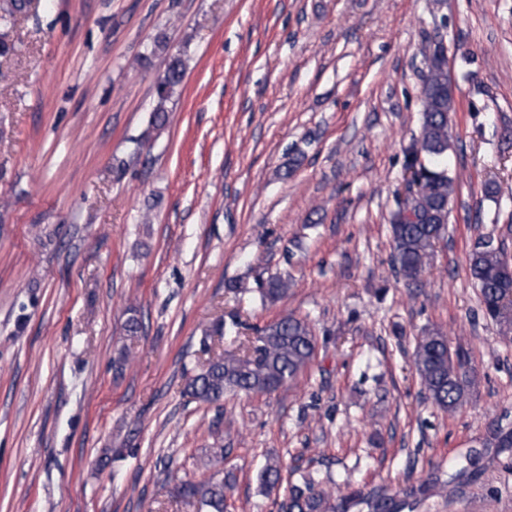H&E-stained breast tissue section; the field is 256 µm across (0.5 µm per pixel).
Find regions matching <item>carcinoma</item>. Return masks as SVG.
<instances>
[{"instance_id": "carcinoma-1", "label": "carcinoma", "mask_w": 512, "mask_h": 512, "mask_svg": "<svg viewBox=\"0 0 512 512\" xmlns=\"http://www.w3.org/2000/svg\"><path fill=\"white\" fill-rule=\"evenodd\" d=\"M28 0H0V26H8L16 14L26 9ZM183 77L182 62L171 60L165 75L156 84L157 105L150 124L141 137L148 143L168 121L167 103ZM454 91L448 81L443 50L428 56L423 75V123L420 136L405 150L406 168L413 179L405 192L396 195L391 216V237L396 273L416 284L425 271L435 244L444 236L455 192L454 180L442 161L450 147V112L454 111ZM508 263L503 243L490 238L475 243L469 254V273L479 288L486 315L496 321L503 336L512 333V278L502 275ZM290 279L276 274L260 285L262 301L275 302L288 294ZM315 337L309 323L293 315L257 329L243 356L220 354L210 358L188 378L184 396L204 404H219L227 393L273 391L297 378L312 362ZM414 365L428 398L442 411L453 412L462 404L470 384L467 361L459 350L451 351L448 339L438 330L419 337ZM512 449V423L498 421L480 448L455 466L448 478L435 471L427 478L409 482L390 495L379 491L354 490L332 502L331 492L310 481L293 485L280 505V512H413L414 507L433 492H442L461 480H473L490 469L499 456ZM280 461L267 460L260 471V485L270 490L279 482ZM228 484L219 473L202 481L183 480L176 497L198 505L201 512H224Z\"/></svg>"}]
</instances>
